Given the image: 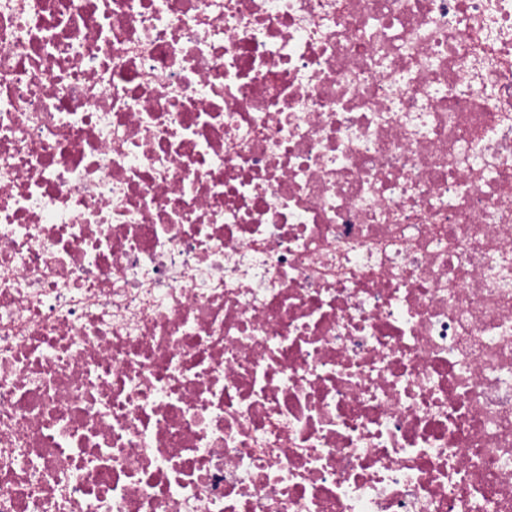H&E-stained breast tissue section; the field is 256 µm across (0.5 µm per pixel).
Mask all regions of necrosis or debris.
<instances>
[{
    "instance_id": "obj_1",
    "label": "necrosis or debris",
    "mask_w": 512,
    "mask_h": 512,
    "mask_svg": "<svg viewBox=\"0 0 512 512\" xmlns=\"http://www.w3.org/2000/svg\"><path fill=\"white\" fill-rule=\"evenodd\" d=\"M0 512H512V0H0Z\"/></svg>"
}]
</instances>
